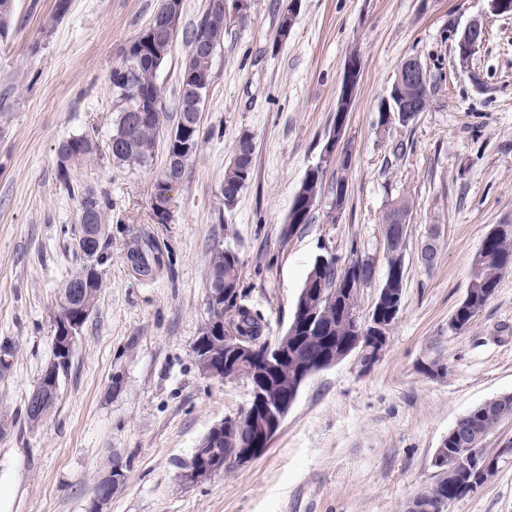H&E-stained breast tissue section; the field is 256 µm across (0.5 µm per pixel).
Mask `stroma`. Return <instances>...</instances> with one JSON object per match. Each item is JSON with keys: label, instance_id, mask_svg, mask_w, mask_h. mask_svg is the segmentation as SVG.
<instances>
[{"label": "stroma", "instance_id": "35a3bbf8", "mask_svg": "<svg viewBox=\"0 0 512 512\" xmlns=\"http://www.w3.org/2000/svg\"><path fill=\"white\" fill-rule=\"evenodd\" d=\"M288 0H254L247 24L228 20L201 106L203 139L172 193L167 223L149 198L165 164L157 143L142 166L103 159L70 179L107 201L112 228L100 299L85 322L50 416L30 429L26 403L53 354L52 314L75 267L62 233L78 203L59 181L56 148L73 135L106 141L115 118L110 74L161 0H16L0 39V512H86L113 459L127 469L107 512H406L434 481L432 456L456 421L512 391V270L463 333L448 318L465 297L471 262L491 228L512 218V15L488 0H300L277 41ZM483 20L469 71L460 31ZM187 54L177 39L158 73L164 112L175 113ZM360 78L349 110V198L338 223L323 193L309 224L280 238L306 172L332 127L349 55ZM420 61L431 105L409 125H380L400 64ZM255 143V170L233 209L220 195L238 139ZM413 205L402 308L379 360L356 356L306 380L270 448L194 485L180 479L201 438L250 399L245 379L201 372L193 343L207 320L211 251L240 257L247 304L267 336L287 328L318 255L377 260L361 291L368 313L386 262L382 218ZM154 236L169 264L144 277L126 259L130 229ZM439 259L425 267L421 244ZM447 364L446 375L430 374ZM450 512H512V456Z\"/></svg>", "mask_w": 512, "mask_h": 512}]
</instances>
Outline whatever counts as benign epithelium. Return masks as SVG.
Instances as JSON below:
<instances>
[{"label": "benign epithelium", "instance_id": "obj_1", "mask_svg": "<svg viewBox=\"0 0 512 512\" xmlns=\"http://www.w3.org/2000/svg\"><path fill=\"white\" fill-rule=\"evenodd\" d=\"M484 37V27L478 20L470 21L462 30L458 40V61L461 69H468L469 62L476 48ZM427 83V74L415 59L406 60L399 68L396 86L391 97L381 104V112L387 120H399L402 125L414 118L416 108L399 107V114L392 113L391 99H400L398 89L404 86H419ZM345 122L338 123L328 134L325 149L321 152L317 167L326 169L333 162L337 152L347 149L344 140ZM408 222L399 220L397 224L387 225L383 234V252L389 255L402 250ZM334 256H321L315 263L305 288L302 289L300 300L296 306L295 322L301 325L314 323L321 314L322 305L332 298V293L325 288V281L320 277L322 269ZM404 265H394L387 272L389 287L379 292L368 312L369 327L358 332L354 340L345 344L343 356L357 353L363 355V349L372 343L381 344L386 341L388 323L397 315V287L402 284ZM67 296L76 305L70 321L63 328L53 327V350L56 357L52 358L46 383L36 387L27 401L26 416L31 427L35 428L43 422V409L46 405L56 402L59 397L60 378L67 374L74 347L82 334V327L97 304V296L82 286H74L67 291ZM224 335L208 341L207 348L214 358L226 363L220 371H210L208 376L218 379L239 377L240 366H249L251 378L250 397L253 409L249 410L244 419L227 418L212 426L195 448L188 469L182 473L187 483H198L228 466H240L263 454L271 445L281 428L293 403L295 402L300 381L288 383V360L297 361V375L306 377L324 368V361L319 357L300 348V338L288 333L272 340V347L260 351L255 342L245 336L238 335L229 325H223ZM493 405L500 409L502 419L512 418V392H504L492 399ZM235 429L240 438L236 450L223 457L210 452L217 447L218 440L224 434V428ZM496 458L488 455L481 440L476 438L472 424L457 422L436 448L431 466L435 473L444 474L448 469L462 472L477 470L488 478L495 470ZM126 474L118 460L112 461V467L105 473L95 490L88 512H103V507L112 498V492L122 484Z\"/></svg>", "mask_w": 512, "mask_h": 512}]
</instances>
